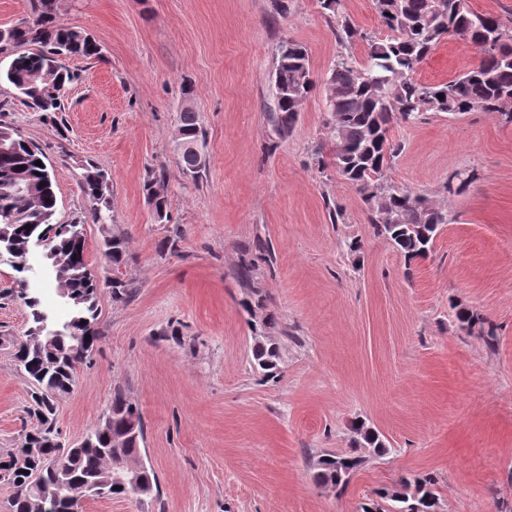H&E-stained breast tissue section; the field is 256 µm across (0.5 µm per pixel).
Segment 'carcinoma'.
<instances>
[{
    "instance_id": "obj_1",
    "label": "carcinoma",
    "mask_w": 512,
    "mask_h": 512,
    "mask_svg": "<svg viewBox=\"0 0 512 512\" xmlns=\"http://www.w3.org/2000/svg\"><path fill=\"white\" fill-rule=\"evenodd\" d=\"M29 3L33 19L6 28L0 36V53L11 56L6 69L0 70V80L12 85L31 108L56 112L61 109L68 74L56 70L50 82L35 89L31 87L34 75L51 68L56 55L98 57L101 48L79 30L54 25L52 0ZM320 3L325 15L336 21L338 40L360 36L342 16V0ZM375 5L388 35L370 41L366 63L355 66L340 61L324 82L334 141L333 165L358 187L369 205L371 223L405 258L413 260L427 254L448 219L443 209L430 205L424 197L387 182L384 171L400 150L388 138L389 125L395 120L413 122L425 111L457 115L473 110L494 113L512 123V112L502 109L504 97L512 98V29L493 15L474 12L468 0H375ZM451 33L469 38L480 54L478 63L447 82L434 86L419 82L415 74L420 64ZM273 76L277 123L284 133L314 87L306 48L292 39L281 41ZM8 132L13 144L7 151L0 150V252L22 264L32 245L44 242L46 268L72 316L58 327L38 297H25L30 319L13 359L17 371L31 385L28 412L38 424L24 435L23 443L37 448V455L26 474L15 472L12 455L0 456V476L15 489L12 512H35L46 494L59 503L58 512H78L80 503L70 498L74 486L86 497L132 495L134 486L127 481L130 463L137 466L139 478L156 484L154 471L141 455V409L123 389H115L110 406L81 440L66 445L55 428L56 397L72 391L77 370L100 339L95 321L101 286L109 289L116 302L131 300L138 288L119 276L103 283L91 272L82 225L54 222L56 195L44 155L15 130L0 127V137ZM178 132L185 140L204 142L199 115L191 108L179 113ZM37 160L42 165H36ZM179 165L182 174L194 181L206 169V163L195 154L180 156ZM166 179L161 166L148 172L143 186L147 199L154 200V213L161 222L168 220V197L154 194V188L164 186ZM19 182L31 185L33 191H17ZM80 189L91 204L93 221L112 223L106 173L88 165L81 174ZM102 248L114 269L126 265L128 241L124 235L106 232ZM280 359L275 343L264 340L254 344L252 366L264 376H276ZM130 428L137 431V437L122 448L113 447L112 436ZM357 431L374 453H386L373 430L361 423ZM362 463L360 456L326 455L318 460L316 479L342 489ZM434 484L431 476L403 479L381 495L391 506L374 504L363 512H438Z\"/></svg>"
}]
</instances>
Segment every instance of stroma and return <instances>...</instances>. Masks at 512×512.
<instances>
[{"label": "stroma", "mask_w": 512, "mask_h": 512, "mask_svg": "<svg viewBox=\"0 0 512 512\" xmlns=\"http://www.w3.org/2000/svg\"><path fill=\"white\" fill-rule=\"evenodd\" d=\"M288 7L282 16L274 0H53L55 24L88 34L101 57L63 60L71 80L60 112L32 109L0 82V125L44 154L57 221L82 224L87 262L103 281L116 272L102 236L124 234L121 272L138 285L128 302L100 293V339L73 391L56 398L55 421L76 439L114 389L125 390L141 409L159 491L141 503L88 498L80 512H362L414 475L434 477L440 512H512V125L476 110L391 124L400 151L386 179L448 213L427 257L405 261L332 164L323 88L287 134L276 130L280 41L306 48L319 82L368 52L365 40H337L319 0ZM478 59L465 37L450 36L415 77L448 81ZM187 106L206 135L196 181L182 175L175 150ZM91 163L109 179L107 229L79 189ZM159 166L168 173L163 223L143 191ZM458 171L474 179L448 194ZM332 204L342 211L336 223ZM176 226V253L161 255ZM25 292L66 319L40 251L21 271L5 254L0 335L26 329ZM459 305L493 328L495 346L461 328ZM258 336L280 348L275 379L252 367ZM28 391L10 349H0V456L37 424ZM359 421L386 454L369 451L353 429ZM354 451L364 463L345 490L317 481L319 458Z\"/></svg>", "instance_id": "stroma-1"}]
</instances>
